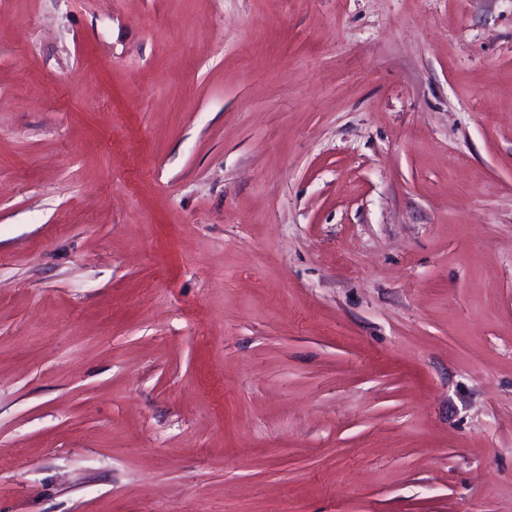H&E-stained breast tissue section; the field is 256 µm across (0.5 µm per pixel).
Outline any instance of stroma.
I'll list each match as a JSON object with an SVG mask.
<instances>
[{
	"mask_svg": "<svg viewBox=\"0 0 512 512\" xmlns=\"http://www.w3.org/2000/svg\"><path fill=\"white\" fill-rule=\"evenodd\" d=\"M0 512H512V0H0Z\"/></svg>",
	"mask_w": 512,
	"mask_h": 512,
	"instance_id": "stroma-1",
	"label": "stroma"
}]
</instances>
